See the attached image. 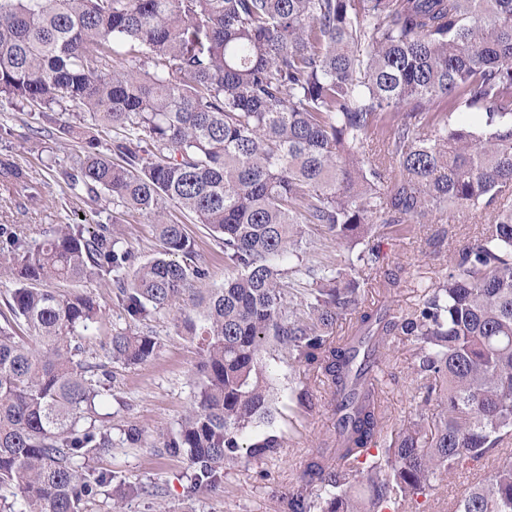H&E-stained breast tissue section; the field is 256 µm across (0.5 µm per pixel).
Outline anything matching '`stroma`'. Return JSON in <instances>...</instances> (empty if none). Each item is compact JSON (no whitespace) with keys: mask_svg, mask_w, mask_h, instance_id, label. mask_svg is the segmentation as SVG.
<instances>
[{"mask_svg":"<svg viewBox=\"0 0 512 512\" xmlns=\"http://www.w3.org/2000/svg\"><path fill=\"white\" fill-rule=\"evenodd\" d=\"M71 112L53 108L47 113L27 106L0 104V155L9 154L27 167L44 185L42 206L27 211L16 209L12 199L0 195V224L22 225L29 240H41L45 231L56 224L84 223L93 228L103 224L121 238L143 262L155 256L160 243L154 227L145 217L125 211L113 204L108 195L93 203L83 192L71 189L66 174L80 153L77 139L60 133L61 125L71 123ZM182 222L194 242L191 254L180 256L186 265L204 264L207 276L200 288L223 285L226 271L220 241L208 226L190 216ZM482 230L470 216L453 213L451 222H427L413 225L411 232L386 230L374 239L384 270H400L398 287L384 290L377 281L364 286L369 302L390 303L392 309H405L417 299L423 284L437 279L448 270V260L459 242L476 237ZM348 257L346 248L337 247L323 228L306 225L299 258L284 263L288 269V290L299 295L307 281L297 264H336ZM62 292L78 290L93 295L102 310V320L85 339L86 350L104 360L106 349L116 328L129 322L113 289L98 280L74 285L58 283ZM188 297L176 299L166 310L154 315L150 327L161 340L157 355L145 364L125 367L112 365V394L98 409L101 420L111 423L113 445L102 450L96 459L100 469L112 471L117 479L131 487L124 512H285L282 498L288 489L299 484L309 457L336 441V415L330 404L326 384L304 367L269 360L274 393L280 414L273 425L283 439L276 459L250 462L229 472L221 491L191 495L187 492V466L184 460L157 455L153 442L158 433L175 429L188 408L195 389L193 373L200 360L197 348L177 336L176 319L192 312ZM411 345L396 339L386 349L382 383L384 404L392 426L398 427L424 413L411 376ZM308 388L309 407L298 402V392ZM140 428L145 440L131 448L122 441L123 429ZM496 465L494 458L482 460L474 469L444 474L427 494L402 502L398 512H451L454 503L471 485L489 477ZM155 484L158 495L142 493V486Z\"/></svg>","mask_w":512,"mask_h":512,"instance_id":"1","label":"stroma"}]
</instances>
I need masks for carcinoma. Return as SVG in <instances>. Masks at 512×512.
I'll return each instance as SVG.
<instances>
[{"instance_id": "cac0c4a2", "label": "carcinoma", "mask_w": 512, "mask_h": 512, "mask_svg": "<svg viewBox=\"0 0 512 512\" xmlns=\"http://www.w3.org/2000/svg\"><path fill=\"white\" fill-rule=\"evenodd\" d=\"M58 106L83 125L66 173L153 220L161 250L135 265L105 226L57 224L39 243L0 224V266L17 288L0 313V489L19 510L83 512L123 481L91 465L112 431L91 420L109 372L82 336L96 300L48 284L98 279L133 324L206 276L171 256L193 252L166 205L207 225L224 247V285L176 320L199 350L197 391L177 430L155 439L187 461L188 493L216 491L228 471L274 459L277 408L267 347L306 366L343 412L335 455L308 459L288 512H384L512 447V0H0V102ZM120 128L103 154L94 130ZM0 193L27 210L41 185L0 156ZM489 217L454 252L448 274L409 310L364 302L357 278L305 269L288 306L279 262L303 225L353 249L384 224H423L455 209ZM374 269L371 247L355 257ZM354 317L351 334L333 336ZM24 327L32 341L18 334ZM393 336L413 342L430 421L389 429L376 382ZM161 346L117 329L111 362L135 366ZM453 512H512V454Z\"/></svg>"}]
</instances>
